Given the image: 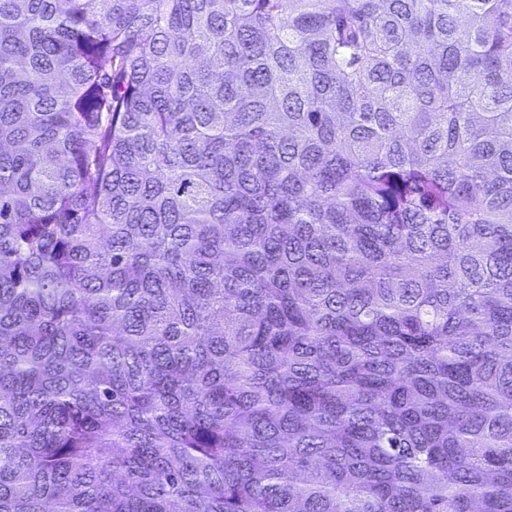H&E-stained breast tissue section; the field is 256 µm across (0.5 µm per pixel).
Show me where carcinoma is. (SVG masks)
<instances>
[{
  "label": "carcinoma",
  "mask_w": 512,
  "mask_h": 512,
  "mask_svg": "<svg viewBox=\"0 0 512 512\" xmlns=\"http://www.w3.org/2000/svg\"><path fill=\"white\" fill-rule=\"evenodd\" d=\"M0 512H512V0H0Z\"/></svg>",
  "instance_id": "1"
}]
</instances>
